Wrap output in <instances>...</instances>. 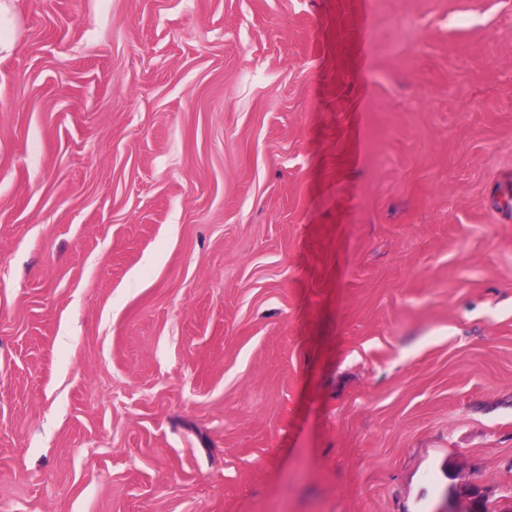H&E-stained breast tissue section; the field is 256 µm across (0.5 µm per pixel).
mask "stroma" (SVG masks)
Masks as SVG:
<instances>
[{
    "label": "stroma",
    "instance_id": "obj_1",
    "mask_svg": "<svg viewBox=\"0 0 512 512\" xmlns=\"http://www.w3.org/2000/svg\"><path fill=\"white\" fill-rule=\"evenodd\" d=\"M0 1V512H512V0Z\"/></svg>",
    "mask_w": 512,
    "mask_h": 512
}]
</instances>
